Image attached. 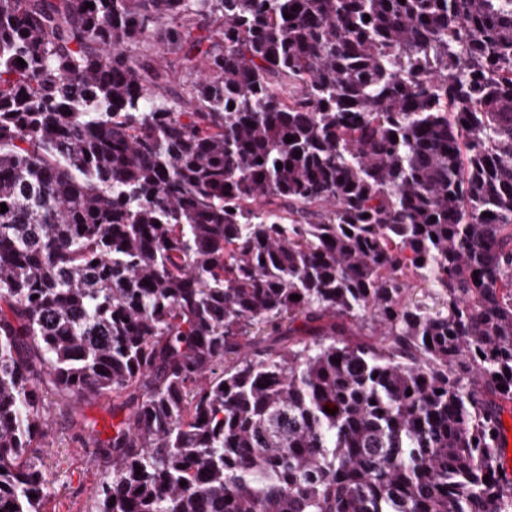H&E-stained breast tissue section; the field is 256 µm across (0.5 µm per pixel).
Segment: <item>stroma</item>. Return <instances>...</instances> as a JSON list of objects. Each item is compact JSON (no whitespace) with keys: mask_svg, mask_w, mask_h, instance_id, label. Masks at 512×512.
I'll return each mask as SVG.
<instances>
[{"mask_svg":"<svg viewBox=\"0 0 512 512\" xmlns=\"http://www.w3.org/2000/svg\"><path fill=\"white\" fill-rule=\"evenodd\" d=\"M48 427L37 440V454L53 482L50 512H95L96 489L108 465L93 459V431L109 435L112 401L71 402L46 395Z\"/></svg>","mask_w":512,"mask_h":512,"instance_id":"stroma-1","label":"stroma"}]
</instances>
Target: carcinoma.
I'll list each match as a JSON object with an SVG mask.
<instances>
[{
  "label": "carcinoma",
  "instance_id": "cac0c4a2",
  "mask_svg": "<svg viewBox=\"0 0 512 512\" xmlns=\"http://www.w3.org/2000/svg\"><path fill=\"white\" fill-rule=\"evenodd\" d=\"M1 203L0 512H512V0H0ZM408 297L413 301L422 302L430 308H439L442 306V299L434 295L432 289L428 288L426 283H423L416 277H411L410 279ZM48 427L37 440V455L53 480L49 512H95L96 489L105 471L104 460H93L91 430L83 423H97L100 439L112 434V397L70 402L54 391L46 394ZM87 448V449H85Z\"/></svg>",
  "mask_w": 512,
  "mask_h": 512
}]
</instances>
